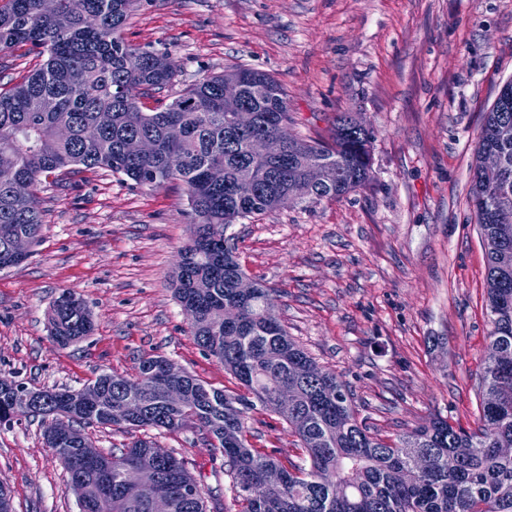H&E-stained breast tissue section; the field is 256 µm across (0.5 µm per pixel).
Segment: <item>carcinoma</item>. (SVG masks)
<instances>
[{"instance_id": "1", "label": "carcinoma", "mask_w": 512, "mask_h": 512, "mask_svg": "<svg viewBox=\"0 0 512 512\" xmlns=\"http://www.w3.org/2000/svg\"><path fill=\"white\" fill-rule=\"evenodd\" d=\"M155 0H0V51L29 44L43 63L22 83L0 92V270L21 263L14 239L38 242L43 213L35 192L57 172L105 169L140 187L181 182L191 206L192 235L172 286L202 350L224 363L247 394L230 395L182 372L183 405L164 397L161 364L147 355L131 377L108 373L79 389L38 390L46 416L74 429L52 446L69 479L94 486L81 512H149V497L132 482L140 467H156V491L171 512H207L206 498L184 460L153 440L102 456L86 466V438L75 424H125L174 432L190 424L224 453L242 512H512V82L485 113L477 154L494 146L504 182L471 178L476 224L487 258L492 330L481 377L478 431L437 417L388 444L358 419L349 387L322 370L289 336L275 292L245 272L224 228L280 206L289 188L308 205L339 200L370 180L373 132L340 112L327 138L294 133L288 96L268 73L237 67L206 76L161 111L146 112L141 96L169 90L179 68L168 52L122 36L134 12ZM255 114L241 129L235 113ZM280 133L285 151L266 156L254 143ZM145 139L153 152L130 156L127 142ZM50 336L65 346L89 335L92 315L73 292L61 293L49 313ZM283 387L293 403L280 412L303 448V464L283 465L254 448L246 413L273 407ZM32 389L0 385V425ZM131 419L117 418L121 403Z\"/></svg>"}]
</instances>
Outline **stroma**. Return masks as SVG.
Listing matches in <instances>:
<instances>
[{"mask_svg":"<svg viewBox=\"0 0 512 512\" xmlns=\"http://www.w3.org/2000/svg\"><path fill=\"white\" fill-rule=\"evenodd\" d=\"M170 52L179 69L171 102L205 76L266 71L284 86L303 136L327 135L339 112L372 129V178L336 201L228 225L248 275L278 295L289 336L351 389L385 441L430 417L476 431L479 379L492 328L486 255L470 203L471 166L485 112L512 81V0H156L123 31ZM31 45L0 52V90L39 67ZM42 238L0 271V379L78 389L103 372L135 373L159 354L208 385L241 391L207 355L170 287L190 238L181 182L140 187L107 170L43 179ZM80 295L94 330L68 346L49 334L61 292ZM260 451L300 462L298 439L272 411L247 413ZM41 418L0 426V484L14 512H79L68 473ZM102 453L145 430L86 425ZM186 461L209 512H241L224 456L195 426L157 437Z\"/></svg>","mask_w":512,"mask_h":512,"instance_id":"obj_1","label":"stroma"}]
</instances>
